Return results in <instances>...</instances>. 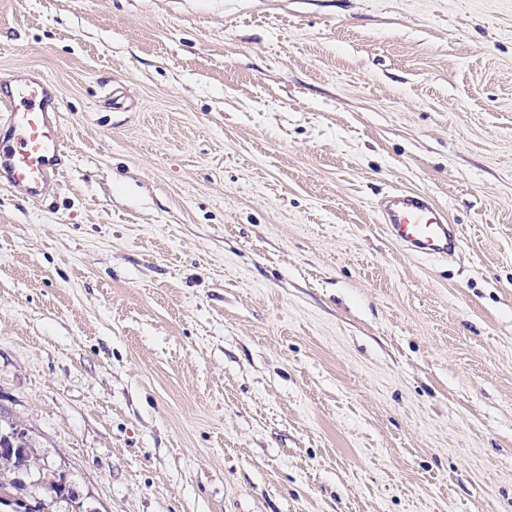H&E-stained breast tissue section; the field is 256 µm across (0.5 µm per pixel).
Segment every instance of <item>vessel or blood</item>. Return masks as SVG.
<instances>
[{"instance_id": "1", "label": "vessel or blood", "mask_w": 512, "mask_h": 512, "mask_svg": "<svg viewBox=\"0 0 512 512\" xmlns=\"http://www.w3.org/2000/svg\"><path fill=\"white\" fill-rule=\"evenodd\" d=\"M9 86L7 95L0 97V174L10 188L37 202L64 152L58 134L59 100L52 82L37 73L15 75ZM379 213L389 236L416 254L445 258L460 246L445 213L424 193H390Z\"/></svg>"}]
</instances>
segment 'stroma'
<instances>
[{
  "label": "stroma",
  "mask_w": 512,
  "mask_h": 512,
  "mask_svg": "<svg viewBox=\"0 0 512 512\" xmlns=\"http://www.w3.org/2000/svg\"><path fill=\"white\" fill-rule=\"evenodd\" d=\"M0 425L57 512H512V0H0ZM428 194L460 238L387 234ZM6 82L10 90L0 97V174H6L10 188L38 202L64 153L59 100L52 82L38 73L18 74ZM379 213L389 236L416 254L448 258L459 249L446 214L424 193H390L382 200Z\"/></svg>",
  "instance_id": "35a3bbf8"
}]
</instances>
